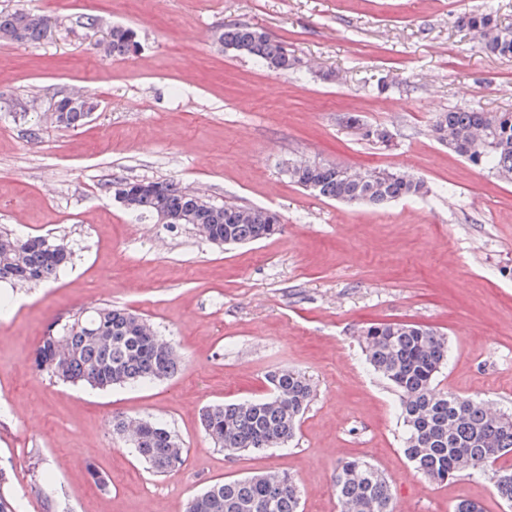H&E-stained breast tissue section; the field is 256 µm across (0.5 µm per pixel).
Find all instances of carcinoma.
I'll return each instance as SVG.
<instances>
[{"mask_svg": "<svg viewBox=\"0 0 512 512\" xmlns=\"http://www.w3.org/2000/svg\"><path fill=\"white\" fill-rule=\"evenodd\" d=\"M461 27L473 32L488 54L512 59V27L491 12L472 11L459 17ZM50 17L23 8L0 10V41L37 44L51 34ZM136 32L124 26L109 29L102 40L105 53L128 55ZM220 42L259 58L274 70L290 55L280 42L264 32L240 26L219 36ZM94 102L80 95L52 103L57 125L74 128L87 118ZM345 126L366 139L386 141V129L372 126L357 113L344 116ZM432 136L473 166L512 180V112L452 110L440 114ZM298 185L312 182L318 196L349 205H383L404 198L423 197L427 182L405 171L357 170L300 161L288 167ZM140 196L139 214L154 216L161 208L196 224L215 243L232 244L269 238L282 229L281 217L265 208L226 204L215 206L181 187L169 190L159 181L115 180ZM8 239L10 235L3 234ZM12 239V238H10ZM0 250V282L47 283L55 280L71 260L62 240L35 236L12 239ZM367 361L398 393L405 435L403 452L415 469L430 481L442 483L459 473L491 474L497 496L512 505V466L500 460L512 454V415H487L473 399L436 389L434 381L448 361V341L439 332L415 324L377 322L361 330ZM42 372L94 389L166 379L178 372L181 360L171 342L158 336L148 321L121 308L105 306L80 312L48 329L34 352ZM269 390L259 399L214 404L201 414L211 442L229 456L285 446L314 397L306 374L289 368L267 377ZM138 456L161 474L184 464L180 440L158 421L140 420L134 444ZM336 496L353 512H395L391 484L375 465L351 458L336 469ZM301 491L287 473L226 479L210 484L191 497L185 512H300Z\"/></svg>", "mask_w": 512, "mask_h": 512, "instance_id": "obj_1", "label": "carcinoma"}]
</instances>
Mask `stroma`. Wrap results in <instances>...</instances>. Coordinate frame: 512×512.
Returning a JSON list of instances; mask_svg holds the SVG:
<instances>
[{
    "label": "stroma",
    "mask_w": 512,
    "mask_h": 512,
    "mask_svg": "<svg viewBox=\"0 0 512 512\" xmlns=\"http://www.w3.org/2000/svg\"><path fill=\"white\" fill-rule=\"evenodd\" d=\"M14 8L58 24L37 45L0 42V230L72 251L54 282L0 285V465L22 512H185L215 481L269 470L295 477L303 512H341L334 475L349 457L392 479L397 512L462 501L512 512L487 477L436 484L414 471L395 393L360 336L378 321L436 329L448 338L437 388L512 413V181L430 131L450 110L512 112V61L458 23L479 10L512 27V0H0ZM84 17L94 28L78 27ZM118 24L136 30L138 54L106 56L100 41ZM233 26L283 42L298 66L278 72L225 47ZM74 91L96 110L59 127L48 107ZM348 112L390 142L354 134ZM300 159L405 170L431 191L350 207L291 182ZM115 178L270 209L283 230L214 244L193 224L137 219L109 194ZM106 304L171 340L181 371L95 391L36 369L53 323ZM285 367L316 389L289 446L233 457L214 447L202 408L261 396ZM116 413L165 424L186 448L182 468L148 469L113 434Z\"/></svg>",
    "instance_id": "stroma-1"
}]
</instances>
